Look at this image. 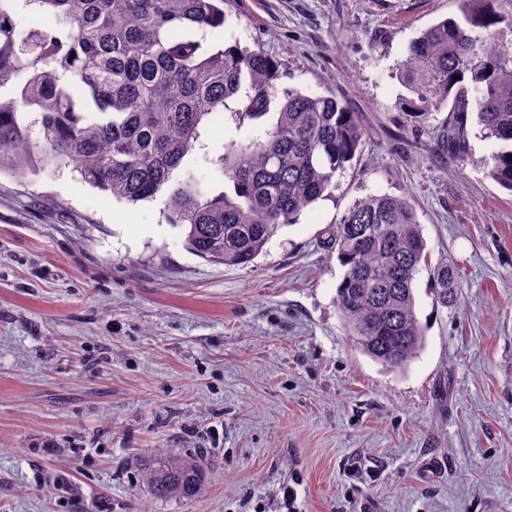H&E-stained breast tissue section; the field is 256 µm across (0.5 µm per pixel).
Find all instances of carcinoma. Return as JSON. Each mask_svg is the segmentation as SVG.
<instances>
[{
  "mask_svg": "<svg viewBox=\"0 0 512 512\" xmlns=\"http://www.w3.org/2000/svg\"><path fill=\"white\" fill-rule=\"evenodd\" d=\"M55 24L20 29L0 0V170L25 174L73 165L108 197L135 204L164 188L169 223L187 228L184 246L217 264L245 267L304 210L329 195L336 173L362 152L364 128L332 95L285 88L275 121L257 137L232 139L197 175L202 131L237 108V127L270 111L278 65L257 45L203 48L224 28V0H33ZM459 15L411 40L397 69L410 122L451 104L448 151L466 147L474 112L496 140L488 175L512 192V17L496 0H459ZM34 115L28 119V115ZM327 249L345 268L336 309L356 350L393 370L425 344L414 281L429 269L436 303L456 284L446 263L430 265L416 209L403 196L355 202L328 229ZM157 499H192L204 479L194 454L159 450L135 459Z\"/></svg>",
  "mask_w": 512,
  "mask_h": 512,
  "instance_id": "1",
  "label": "carcinoma"
}]
</instances>
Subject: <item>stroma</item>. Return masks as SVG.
<instances>
[{"label": "stroma", "mask_w": 512, "mask_h": 512, "mask_svg": "<svg viewBox=\"0 0 512 512\" xmlns=\"http://www.w3.org/2000/svg\"><path fill=\"white\" fill-rule=\"evenodd\" d=\"M205 45H261L287 87L334 94L366 129L330 195L252 265L184 246L162 199H108L69 166L0 172V512H512V193L476 121L409 126L395 77L457 0H225ZM415 205L447 306L414 281L426 340L392 371L336 311L324 241L371 195ZM203 452L202 491L153 498L130 465ZM70 489H56L62 475Z\"/></svg>", "instance_id": "1"}]
</instances>
